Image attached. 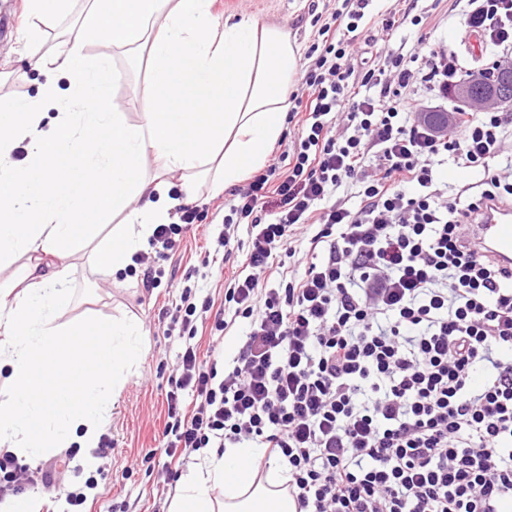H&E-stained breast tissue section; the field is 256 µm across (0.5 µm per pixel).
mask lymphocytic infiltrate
<instances>
[{
  "label": "lymphocytic infiltrate",
  "instance_id": "1",
  "mask_svg": "<svg viewBox=\"0 0 512 512\" xmlns=\"http://www.w3.org/2000/svg\"><path fill=\"white\" fill-rule=\"evenodd\" d=\"M369 2L329 0L307 94L290 96L307 117L288 172L235 192L218 244L248 221L246 274L220 310L182 294L165 454L255 444L287 463L297 512H512V275L465 241L485 202L512 203V162L489 165L512 114L430 127L420 98L447 102L468 70L424 35L352 71ZM462 2L485 69L512 58V0ZM448 160L478 174L474 192L449 195ZM201 311L240 325L233 356L201 359Z\"/></svg>",
  "mask_w": 512,
  "mask_h": 512
}]
</instances>
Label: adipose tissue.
Returning <instances> with one entry per match:
<instances>
[{"label": "adipose tissue", "mask_w": 512, "mask_h": 512, "mask_svg": "<svg viewBox=\"0 0 512 512\" xmlns=\"http://www.w3.org/2000/svg\"><path fill=\"white\" fill-rule=\"evenodd\" d=\"M97 36L146 53L138 121L114 98L120 75L110 57L87 50ZM40 66L49 74L40 92L11 103L0 122V262L28 252L53 262L52 272L34 264L22 282H0V372L9 387L0 446L25 458L96 447L127 369L145 351L134 316L58 323L72 295L66 259L89 246L99 268L124 271L177 203L263 167L299 69L284 29L218 19L212 0H91L64 50ZM22 142L18 164L11 155ZM149 156L179 175L181 199L160 176H145ZM118 215L122 223L100 238ZM263 455L250 444L208 450L168 512H296L287 464L261 467Z\"/></svg>", "instance_id": "adipose-tissue-1"}]
</instances>
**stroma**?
Here are the masks:
<instances>
[{
	"label": "stroma",
	"instance_id": "35a3bbf8",
	"mask_svg": "<svg viewBox=\"0 0 512 512\" xmlns=\"http://www.w3.org/2000/svg\"><path fill=\"white\" fill-rule=\"evenodd\" d=\"M324 4L325 0H214L213 12L221 18L233 15L279 26L304 54L314 41L315 22ZM423 4L429 10L428 28L435 38L464 51L465 43L456 24L455 0H423ZM86 5L87 0H74L69 14L47 21L41 38L31 41L25 36L24 0H0V14L8 12L16 19L11 36L0 39V104L38 93L48 76L33 67V60L54 56L63 49L71 26ZM402 6V0H372L369 20L362 31L368 41V53L387 45L395 48L404 41L416 43L418 34L410 28L389 32L382 28L387 10ZM89 50L111 56L115 68L123 72L124 78L113 92L130 119L138 120L142 104L135 100L133 87L143 80L144 70L132 69L128 58L114 50L110 41H96ZM231 199L228 190L216 196L202 193L195 203L200 221L184 230L178 248L161 264L163 276L155 282L146 281V266L142 263L111 276L93 268L84 253H75L70 259L75 298L60 311L59 322L125 312L139 318L148 333L147 349L101 428L113 446L106 457L96 461L92 474L97 487L88 495L82 512H168L176 478L189 469L188 464L171 463L164 453L165 393L180 343L164 336L163 331L176 315L187 281H195L199 297H211L220 306L224 303L226 279L241 271V251L234 249L223 255L215 250V239L224 226ZM80 482L72 468L60 464L50 486H35L30 494L39 498L40 512H59Z\"/></svg>",
	"mask_w": 512,
	"mask_h": 512
}]
</instances>
